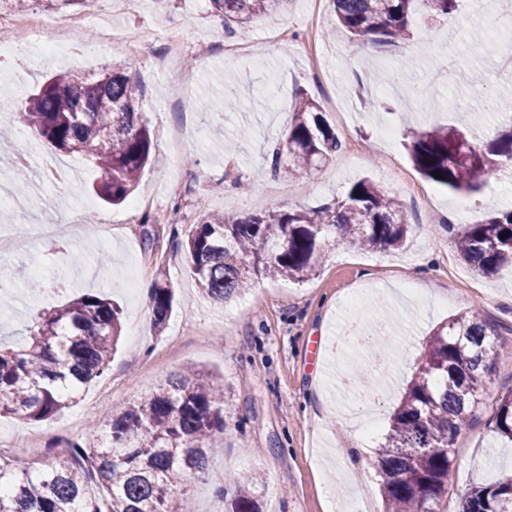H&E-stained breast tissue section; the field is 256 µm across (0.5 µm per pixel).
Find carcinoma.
<instances>
[{
  "label": "carcinoma",
  "mask_w": 512,
  "mask_h": 512,
  "mask_svg": "<svg viewBox=\"0 0 512 512\" xmlns=\"http://www.w3.org/2000/svg\"><path fill=\"white\" fill-rule=\"evenodd\" d=\"M288 0H211L232 33L280 10ZM337 23L355 40L393 44L405 39L416 10L450 19L463 0H332ZM20 118L48 146L76 152L101 173L96 192L122 204L149 161L153 143L143 122L142 92L120 68L93 80L84 74L47 80L25 100ZM269 172L309 175L336 154L340 141L313 100L295 96L285 136ZM411 160L420 174L463 195L482 192L488 179L512 163V129L481 149L458 127L417 134ZM411 224L393 196L369 180L309 210L203 215L178 240L200 293L224 303L259 279L302 281L325 247L348 243L365 250L399 248ZM464 262L491 274L512 265V209L470 224L457 237ZM154 328L167 325L174 299L158 270L150 288ZM121 308L101 294H85L39 313L23 343L0 347V416L31 421L55 416L84 386L109 369L121 336ZM475 311L433 331L407 383L376 455L384 512H436L448 494V443L465 427L496 360L512 350ZM491 430L512 442V390L497 402ZM89 443L70 441L67 463L36 471L0 456V512H191L188 485L206 475L224 432V383L188 372L140 399L103 413ZM259 472L228 476L232 512H258ZM108 491L107 508L89 493ZM458 512H512V478L475 486Z\"/></svg>",
  "instance_id": "obj_1"
}]
</instances>
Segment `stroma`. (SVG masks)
I'll use <instances>...</instances> for the list:
<instances>
[{"label":"stroma","instance_id":"35a3bbf8","mask_svg":"<svg viewBox=\"0 0 512 512\" xmlns=\"http://www.w3.org/2000/svg\"><path fill=\"white\" fill-rule=\"evenodd\" d=\"M149 32L148 44H100L98 30ZM315 29L321 72L309 69L298 47L275 37L282 27ZM409 35L393 45L365 42L352 49L329 0H290L281 13L227 33L210 0H116L68 43L64 67L28 68L25 59L0 60V88L14 111L46 79L98 73L115 66L140 85L144 119L155 149L130 202L112 206L92 189L100 174L79 154L35 142L28 166L42 185L31 210L0 207V278L14 286L0 311V344L13 346L43 309L86 293L110 291L123 309L118 349L109 371L84 388L76 403L51 419L0 417V456L36 469L65 460L67 441L87 440L91 424L111 405L139 398L179 372L195 370L224 380V432L207 476L188 493L195 512H230L221 490L230 474L260 469V512H330L325 492L331 474L352 469L342 503L363 501L382 512L374 451L423 352L430 332L475 309L512 340V268L481 276L458 255L462 226L443 221L466 203L467 222L512 209V168L499 172L479 194L460 198L414 168L407 145L414 131L466 120L485 143L512 117L488 111L501 87L512 86V0H465L454 23L409 18ZM187 48L173 67L193 69L184 84L156 72L153 61L171 35ZM494 50L476 55L475 35ZM318 105L343 148L320 171L292 179L265 177L266 165L288 126L296 92ZM237 101L235 110L206 114L188 99ZM248 131L239 139L240 131ZM76 169L65 196L45 174L39 156ZM369 179L403 204L412 226L403 249L360 251L326 247L315 275L304 282L262 279L232 304L203 299L177 248L176 233L205 212L261 213L313 208L343 197ZM112 258L114 288L95 272L100 255ZM41 269L46 288L28 278ZM165 269L176 303L163 332L142 304V287ZM389 318V341L380 352H358L347 338ZM512 388V357L501 359L481 401L453 446L448 495L437 512H457L471 487L512 472V442L499 438L489 418Z\"/></svg>","mask_w":512,"mask_h":512}]
</instances>
